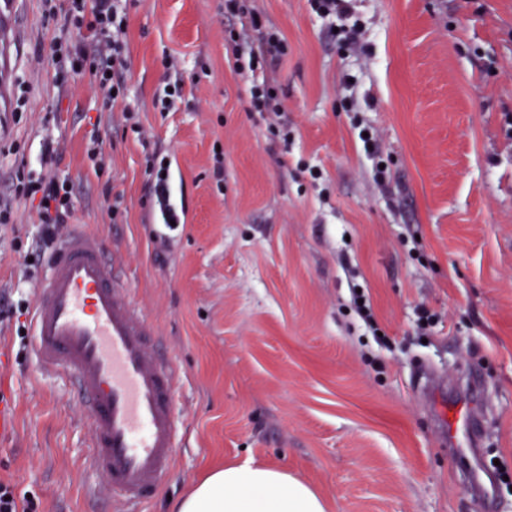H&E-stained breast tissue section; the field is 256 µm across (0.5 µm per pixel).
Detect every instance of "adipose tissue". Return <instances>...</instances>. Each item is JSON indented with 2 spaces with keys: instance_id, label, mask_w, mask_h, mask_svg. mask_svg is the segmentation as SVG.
<instances>
[{
  "instance_id": "1",
  "label": "adipose tissue",
  "mask_w": 512,
  "mask_h": 512,
  "mask_svg": "<svg viewBox=\"0 0 512 512\" xmlns=\"http://www.w3.org/2000/svg\"><path fill=\"white\" fill-rule=\"evenodd\" d=\"M326 500L278 467L247 463L208 474L173 512H327Z\"/></svg>"
}]
</instances>
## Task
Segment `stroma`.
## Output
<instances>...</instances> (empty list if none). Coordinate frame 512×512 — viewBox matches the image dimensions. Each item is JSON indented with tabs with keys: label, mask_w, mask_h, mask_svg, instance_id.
Here are the masks:
<instances>
[{
	"label": "stroma",
	"mask_w": 512,
	"mask_h": 512,
	"mask_svg": "<svg viewBox=\"0 0 512 512\" xmlns=\"http://www.w3.org/2000/svg\"><path fill=\"white\" fill-rule=\"evenodd\" d=\"M255 4L288 41L275 73L286 142L249 109L224 0H131L129 92L111 108L52 61L59 24L45 0H0V200L13 207L0 300L32 304L48 261L16 194L21 156L32 174L69 180L65 233L100 236L177 368L176 460L142 512H170L212 470L250 461L300 477L329 512H479L486 477L494 512H512V0H354L355 52L309 0ZM168 57L185 96L161 112ZM155 158L168 163L161 194L146 172ZM172 203L175 224L159 233ZM356 285L388 347L352 312ZM424 309L435 322L423 332ZM29 322H0V399L16 419L0 480L37 512H100L112 495L84 408L38 370ZM470 365L490 424L480 453L455 455L418 380Z\"/></svg>",
	"instance_id": "obj_1"
}]
</instances>
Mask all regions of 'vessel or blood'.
I'll list each match as a JSON object with an SVG mask.
<instances>
[{
    "mask_svg": "<svg viewBox=\"0 0 512 512\" xmlns=\"http://www.w3.org/2000/svg\"><path fill=\"white\" fill-rule=\"evenodd\" d=\"M32 352L48 373L70 379L87 414L91 457L112 496L137 502L162 488L178 446L174 363L161 354L144 315L128 299L118 266L98 236L60 240L35 293ZM469 401L440 404L433 378L423 394L451 452L477 447L486 418L484 385L464 376Z\"/></svg>",
    "mask_w": 512,
    "mask_h": 512,
    "instance_id": "1",
    "label": "vessel or blood"
}]
</instances>
